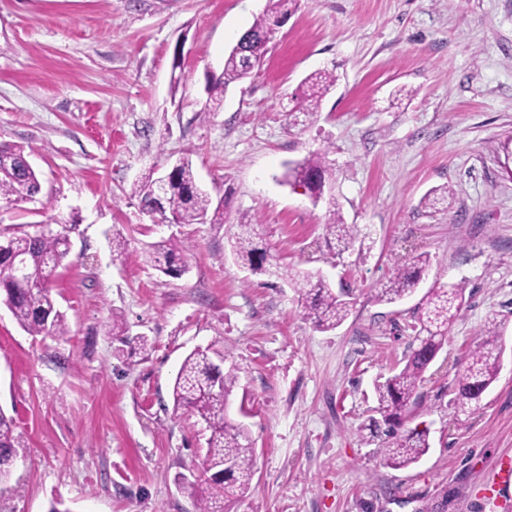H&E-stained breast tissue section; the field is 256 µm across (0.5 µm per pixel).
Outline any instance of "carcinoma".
<instances>
[{
	"label": "carcinoma",
	"mask_w": 512,
	"mask_h": 512,
	"mask_svg": "<svg viewBox=\"0 0 512 512\" xmlns=\"http://www.w3.org/2000/svg\"><path fill=\"white\" fill-rule=\"evenodd\" d=\"M295 7L296 0H268L265 12L245 31L249 37L247 45L241 51L231 50L223 70L208 75L207 100L223 99L230 84L249 76L251 62L268 51L275 33L273 23L288 19ZM305 84L308 93L301 99V105L314 113L323 95L336 84V76L316 72L305 79ZM326 174L324 157L312 154L289 166L283 178L290 185L308 186L318 201L324 194ZM40 192L38 174L24 148L0 143V200L11 202ZM131 195L140 200L143 209L159 210L175 224L224 223V202L212 206V199L199 186L187 156L179 158L165 177H156L151 172L133 184ZM239 228L231 249L241 266L290 281L297 288L307 317L325 331L348 318L350 302L343 293L321 276L272 262L267 250L254 241L249 225L241 224ZM325 232L336 243L339 255L348 251L361 235L358 225L344 223L338 214L325 224ZM68 254L69 236L64 229L47 233L23 230L10 235L0 232V304L32 336L60 340L70 335L66 315L48 287V279ZM146 255L147 262L167 276L178 278L186 271L183 248L173 238L153 243ZM429 262L424 253L412 257L410 266L397 269L377 289L378 300L395 303L412 293ZM464 300L465 286L461 283L431 289L422 302L416 346L398 372L375 384L377 406L360 424L359 432L364 442L376 445V453L388 466L407 467L418 462L429 449L426 431L404 430L405 414L415 403L418 389L443 347L448 325L461 311ZM481 336L482 340L468 354L458 392L451 403L457 415L475 410L498 375L502 354L498 326L488 325ZM225 360L224 347L215 343L195 349L182 362L172 390L173 409H185L199 417L210 432L201 463L204 479L186 484L196 512H224L225 501L245 494L254 475V448L244 427L225 413L228 397L239 381V368L232 365L223 369ZM22 453L24 449L14 435L13 419L0 410V482L9 478Z\"/></svg>",
	"instance_id": "carcinoma-1"
}]
</instances>
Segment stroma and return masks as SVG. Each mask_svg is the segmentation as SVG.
Wrapping results in <instances>:
<instances>
[{"label": "stroma", "mask_w": 512, "mask_h": 512, "mask_svg": "<svg viewBox=\"0 0 512 512\" xmlns=\"http://www.w3.org/2000/svg\"><path fill=\"white\" fill-rule=\"evenodd\" d=\"M267 0H0V141L23 146L36 200L0 205V225L69 227L50 287L70 327L52 341L0 307V409L25 448L0 512H195L178 476L201 474L208 432L174 412L195 348L223 344L240 377L229 417L255 449L249 491L228 512H512V0H298L259 67L208 105V72ZM333 72L317 112L305 76ZM327 156L320 201L283 183L289 164ZM224 202L220 224H170L133 184L179 156ZM448 202L421 205L436 187ZM359 225L337 254L331 212ZM253 225L274 262L348 288L336 329L306 318L287 280L237 265L227 240ZM127 243L124 255L114 237ZM187 249L181 278L146 263L152 242ZM415 292L376 290L418 254ZM465 283V303L406 425L430 448L380 463L358 433L374 385L400 369L429 289ZM120 314L148 354L116 355ZM504 347L469 415L453 400L488 323Z\"/></svg>", "instance_id": "35a3bbf8"}]
</instances>
